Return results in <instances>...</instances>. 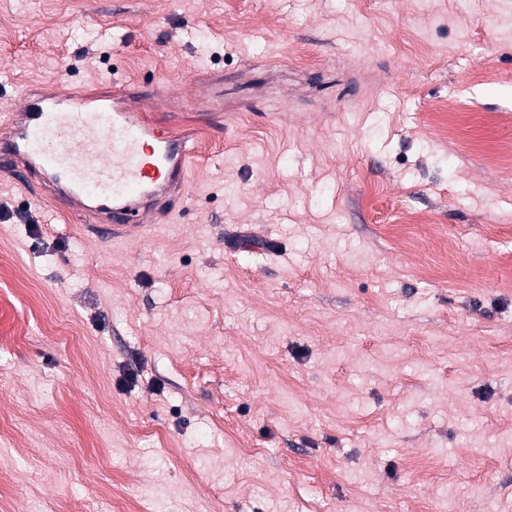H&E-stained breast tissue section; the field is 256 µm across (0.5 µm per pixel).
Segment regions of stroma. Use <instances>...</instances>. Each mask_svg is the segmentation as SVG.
<instances>
[{
	"mask_svg": "<svg viewBox=\"0 0 512 512\" xmlns=\"http://www.w3.org/2000/svg\"><path fill=\"white\" fill-rule=\"evenodd\" d=\"M121 81L190 183L0 175V512H512V0H0V134Z\"/></svg>",
	"mask_w": 512,
	"mask_h": 512,
	"instance_id": "1",
	"label": "stroma"
}]
</instances>
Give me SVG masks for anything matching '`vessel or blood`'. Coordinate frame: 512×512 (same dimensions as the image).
I'll return each instance as SVG.
<instances>
[{"label":"vessel or blood","instance_id":"b4317fda","mask_svg":"<svg viewBox=\"0 0 512 512\" xmlns=\"http://www.w3.org/2000/svg\"><path fill=\"white\" fill-rule=\"evenodd\" d=\"M16 112L0 137V172L24 186L48 185L62 204L79 202L105 239L146 234L158 207L189 184L192 146L147 118L142 93L30 89Z\"/></svg>","mask_w":512,"mask_h":512}]
</instances>
